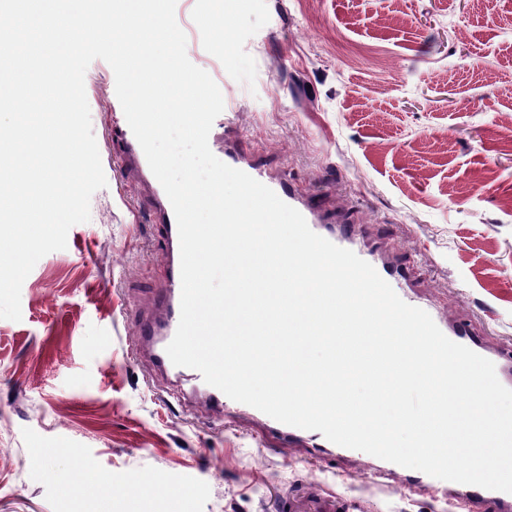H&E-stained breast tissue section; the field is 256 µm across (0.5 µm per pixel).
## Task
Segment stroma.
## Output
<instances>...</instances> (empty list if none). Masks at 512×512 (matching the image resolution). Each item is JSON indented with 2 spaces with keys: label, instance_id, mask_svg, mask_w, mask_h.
Masks as SVG:
<instances>
[{
  "label": "stroma",
  "instance_id": "stroma-1",
  "mask_svg": "<svg viewBox=\"0 0 512 512\" xmlns=\"http://www.w3.org/2000/svg\"><path fill=\"white\" fill-rule=\"evenodd\" d=\"M230 55L197 0H177L187 55L218 74L224 133L274 179L405 266L419 300L512 346V0H223ZM113 71L85 73L106 188L67 247L0 319V512H95L64 494L77 459L112 512H279L285 496L336 512H469L396 470L373 488L362 455L281 448L260 421L181 405L171 376L133 357L167 270L152 185L109 136Z\"/></svg>",
  "mask_w": 512,
  "mask_h": 512
}]
</instances>
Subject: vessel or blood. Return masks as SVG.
Segmentation results:
<instances>
[{"label": "vessel or blood", "instance_id": "obj_1", "mask_svg": "<svg viewBox=\"0 0 512 512\" xmlns=\"http://www.w3.org/2000/svg\"><path fill=\"white\" fill-rule=\"evenodd\" d=\"M109 111L111 131L127 146L130 153L136 155L139 173L144 177H151L152 172L147 159L126 121L119 100L115 99L110 102ZM224 161L227 165L244 171L272 189L283 202L297 209L304 216L312 231L339 247L359 251L357 237L351 225L328 223L312 201L296 194L291 183L270 178L262 168L234 151L225 152ZM158 220L163 226L168 250L169 265L166 284L159 299L156 316L144 319L137 325L133 351L135 356L147 358L153 372L173 373L180 377L181 383L176 393L177 400L194 402L209 413L220 417L235 411L236 401L227 397L219 389L205 383L197 370L174 365L166 354V347L173 339L179 324L181 299L179 236L169 199H162ZM359 253L361 259L370 262L379 275L395 289L397 295H404L403 274L398 268L385 260L374 257L372 253L366 251H359ZM438 327L450 340L462 344L492 361L498 380L505 387L512 389L511 348L488 351L466 323H450L442 320L439 321ZM276 431L280 442L288 446L295 445L298 439L305 438L321 451H331L335 448L334 443L327 440L318 431L304 430L282 423L278 424ZM444 487L449 495L464 496L468 500L472 512H478L480 506L489 499L497 502L500 512H512V493L451 481L445 482Z\"/></svg>", "mask_w": 512, "mask_h": 512}]
</instances>
